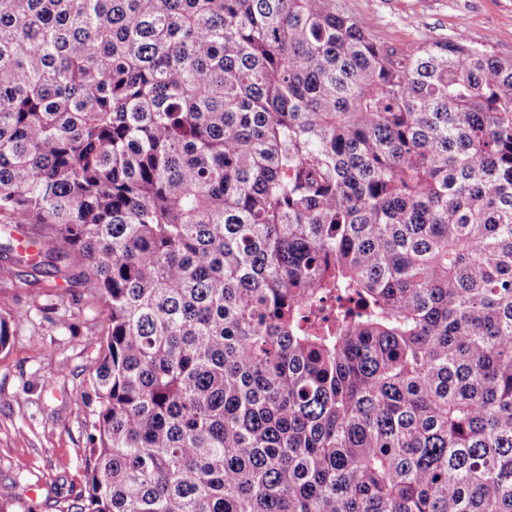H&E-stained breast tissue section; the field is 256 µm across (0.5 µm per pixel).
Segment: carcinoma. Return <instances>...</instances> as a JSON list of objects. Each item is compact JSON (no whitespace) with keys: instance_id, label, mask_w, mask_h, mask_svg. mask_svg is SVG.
<instances>
[{"instance_id":"carcinoma-1","label":"carcinoma","mask_w":512,"mask_h":512,"mask_svg":"<svg viewBox=\"0 0 512 512\" xmlns=\"http://www.w3.org/2000/svg\"><path fill=\"white\" fill-rule=\"evenodd\" d=\"M0 224L105 316L74 512H512V58L0 0Z\"/></svg>"}]
</instances>
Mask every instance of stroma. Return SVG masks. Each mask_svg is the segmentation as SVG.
<instances>
[{"label":"stroma","mask_w":512,"mask_h":512,"mask_svg":"<svg viewBox=\"0 0 512 512\" xmlns=\"http://www.w3.org/2000/svg\"><path fill=\"white\" fill-rule=\"evenodd\" d=\"M374 39L402 48L465 33L512 57V0H340ZM19 241L0 233V313H24L0 350V512H64L87 481L88 432L81 392L96 356L104 316L89 308L78 272L32 275L10 265ZM28 286H21V279ZM73 320L57 329L51 309Z\"/></svg>","instance_id":"obj_1"}]
</instances>
